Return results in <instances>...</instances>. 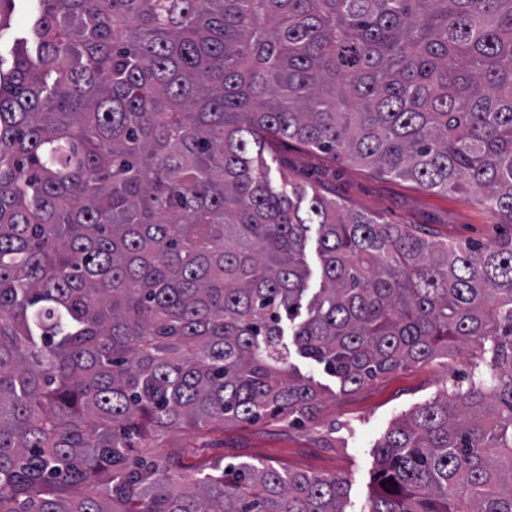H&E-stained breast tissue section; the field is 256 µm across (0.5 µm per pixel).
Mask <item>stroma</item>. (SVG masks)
Returning a JSON list of instances; mask_svg holds the SVG:
<instances>
[{"label":"stroma","mask_w":512,"mask_h":512,"mask_svg":"<svg viewBox=\"0 0 512 512\" xmlns=\"http://www.w3.org/2000/svg\"><path fill=\"white\" fill-rule=\"evenodd\" d=\"M273 183L282 178L327 187L347 208L380 217L390 224H412L433 238L448 242L490 243L512 237L503 223L471 192L439 194L413 180L395 178L373 168L332 160L297 143L264 152ZM470 348L460 345L449 360H435L386 374L353 391L298 353L291 365L313 377L324 392L317 422L291 426L265 418L204 432L184 430L159 437L153 451L183 448L191 463L262 460L278 467L343 479L346 512H369L378 487L374 447L405 410L435 397L449 375L467 369Z\"/></svg>","instance_id":"35a3bbf8"}]
</instances>
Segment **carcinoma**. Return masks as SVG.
Instances as JSON below:
<instances>
[{
	"instance_id": "obj_1",
	"label": "carcinoma",
	"mask_w": 512,
	"mask_h": 512,
	"mask_svg": "<svg viewBox=\"0 0 512 512\" xmlns=\"http://www.w3.org/2000/svg\"><path fill=\"white\" fill-rule=\"evenodd\" d=\"M290 141L512 224V0H40L0 68V512H345L336 477L143 448L313 421L287 321L343 388L479 345L375 446L371 512H512V239L278 190L255 155ZM305 262L310 271V276L308 279V288H310V290L307 292L304 302L306 305L307 301L321 287L320 262L316 251V235L314 232V227L313 231L309 233V238L307 240L305 249Z\"/></svg>"
}]
</instances>
